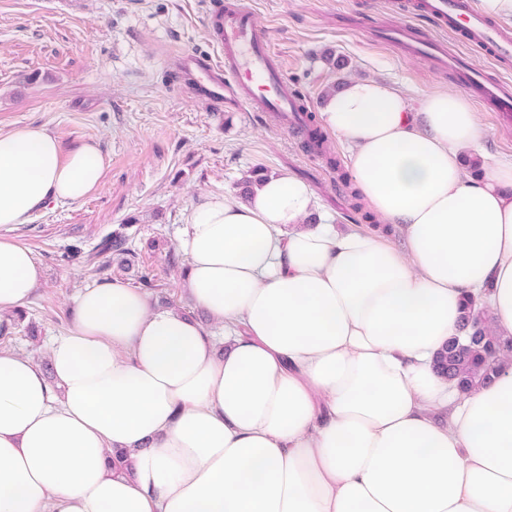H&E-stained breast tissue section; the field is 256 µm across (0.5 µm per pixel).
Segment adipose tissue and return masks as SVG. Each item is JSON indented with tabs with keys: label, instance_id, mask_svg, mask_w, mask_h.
Instances as JSON below:
<instances>
[{
	"label": "adipose tissue",
	"instance_id": "obj_1",
	"mask_svg": "<svg viewBox=\"0 0 512 512\" xmlns=\"http://www.w3.org/2000/svg\"><path fill=\"white\" fill-rule=\"evenodd\" d=\"M319 115L401 243L339 231L289 174L204 195L177 241L193 313L115 280L77 296L47 365L0 350V512H512V360L468 395L436 368L465 299L512 337V163L461 92L414 110L356 79ZM104 169L96 144L0 133V228ZM43 277L0 235V315Z\"/></svg>",
	"mask_w": 512,
	"mask_h": 512
}]
</instances>
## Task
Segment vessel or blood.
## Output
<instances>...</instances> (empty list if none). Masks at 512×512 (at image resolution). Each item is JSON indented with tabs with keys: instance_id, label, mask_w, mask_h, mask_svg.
I'll return each mask as SVG.
<instances>
[{
	"instance_id": "b4317fda",
	"label": "vessel or blood",
	"mask_w": 512,
	"mask_h": 512,
	"mask_svg": "<svg viewBox=\"0 0 512 512\" xmlns=\"http://www.w3.org/2000/svg\"><path fill=\"white\" fill-rule=\"evenodd\" d=\"M415 5L462 44L478 45L495 61L512 57V33L489 22L470 0H416ZM204 24L212 52L175 46L165 54L180 85L212 111H223L229 105L239 112H273L280 127L299 125L306 106L296 100L268 33L258 25L245 0H224L206 12ZM379 38L403 47L412 57L435 56L441 67L460 74L464 88L493 102L496 111L512 113V85L486 82L482 72L470 66L465 53L444 50L432 36H414L406 23L384 27Z\"/></svg>"
}]
</instances>
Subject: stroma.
Instances as JSON below:
<instances>
[{
    "instance_id": "stroma-1",
    "label": "stroma",
    "mask_w": 512,
    "mask_h": 512,
    "mask_svg": "<svg viewBox=\"0 0 512 512\" xmlns=\"http://www.w3.org/2000/svg\"><path fill=\"white\" fill-rule=\"evenodd\" d=\"M212 0H0V132L43 129L70 152L95 142L105 157L97 190L76 204L48 203L28 223L1 230L29 247L45 278L23 306L0 349L43 363L52 337L70 327L67 311L84 289L114 280L154 282L153 303L188 306L182 265L169 251L188 210L206 193H232L253 171L289 173L314 191L342 229L344 186L302 137L261 112H214L192 101L161 62L180 45L206 52L203 15ZM280 55L288 82L319 112L337 79L378 78L403 86L411 106L456 77L428 58L405 57L375 40L377 26L399 21L398 0H249ZM346 63L336 70L334 60ZM489 155L512 161V115L478 101ZM129 227L131 270H98L88 255L118 225ZM80 256L66 259L71 247Z\"/></svg>"
}]
</instances>
